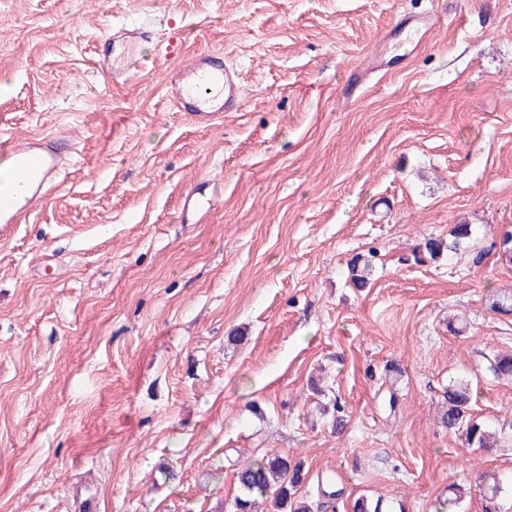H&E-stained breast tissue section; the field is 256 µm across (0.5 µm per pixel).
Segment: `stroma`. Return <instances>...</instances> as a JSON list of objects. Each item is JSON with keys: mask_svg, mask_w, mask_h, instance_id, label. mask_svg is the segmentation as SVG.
Masks as SVG:
<instances>
[{"mask_svg": "<svg viewBox=\"0 0 512 512\" xmlns=\"http://www.w3.org/2000/svg\"><path fill=\"white\" fill-rule=\"evenodd\" d=\"M401 13L442 21L415 46ZM122 26L147 67L115 83L94 49ZM213 49L247 94L205 129L164 86ZM60 131L75 163L0 224V512H229L270 450L336 512H483L495 483L512 512V380L483 358L512 354V0H0V134ZM203 178L220 200L180 223ZM458 381L493 452L441 424ZM472 233L471 225L468 224H457L453 229V237L455 238V242H453V247L448 246L441 239H429L425 243V250L429 254L430 257H436L441 254L445 249H455L457 245L460 243V240L468 238Z\"/></svg>", "mask_w": 512, "mask_h": 512, "instance_id": "35a3bbf8", "label": "stroma"}]
</instances>
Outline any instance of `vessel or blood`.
Returning <instances> with one entry per match:
<instances>
[{
	"instance_id": "vessel-or-blood-1",
	"label": "vessel or blood",
	"mask_w": 512,
	"mask_h": 512,
	"mask_svg": "<svg viewBox=\"0 0 512 512\" xmlns=\"http://www.w3.org/2000/svg\"><path fill=\"white\" fill-rule=\"evenodd\" d=\"M146 35L142 27L117 30L96 50L98 69L113 81H125L141 72L145 60L140 45ZM165 97L196 126L209 128L222 121L244 97L237 72L224 62L223 52L198 54L168 76ZM78 149L64 134L0 137V177L27 186V199L0 196V224L25 223L34 205L43 201L60 176L73 164ZM211 180L200 181L181 201L179 221L193 223L196 216L219 196Z\"/></svg>"
}]
</instances>
